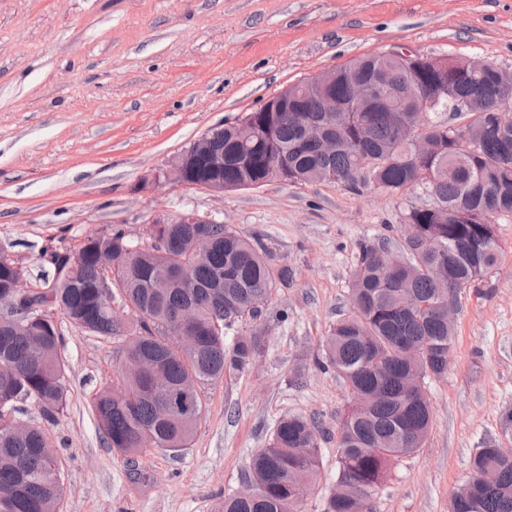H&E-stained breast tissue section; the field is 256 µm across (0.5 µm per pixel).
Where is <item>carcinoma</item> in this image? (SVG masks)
I'll return each instance as SVG.
<instances>
[{
    "label": "carcinoma",
    "instance_id": "carcinoma-1",
    "mask_svg": "<svg viewBox=\"0 0 512 512\" xmlns=\"http://www.w3.org/2000/svg\"><path fill=\"white\" fill-rule=\"evenodd\" d=\"M387 73L395 89L435 93L443 81L457 98L472 102L474 119L461 127L431 114L425 136L429 150L418 155L400 136L408 112L378 108L361 113L366 138L353 124L342 125L320 111L310 98L302 103L306 127L291 118L276 122L274 139L259 140L247 150L224 128L214 134L215 152L224 156V184L267 178L269 163L288 162V178L295 185L336 183L350 192L379 191L391 195L430 192L448 208V216L426 205L412 206L404 215L397 250L386 245L365 247L352 271L353 310L333 326L323 345L319 367L333 370L351 394L341 418L336 444L337 481L354 492L376 493L391 464L421 448L428 435L430 403L407 386L409 374L422 381L444 374L452 350L455 327L448 325L439 284L433 270L444 266L448 294L459 299L461 287L482 282L501 262L500 246L489 224L474 218L512 215V129L503 130L494 109L512 105V85L501 83L493 70L472 77L435 73L419 63L412 71L391 58L364 56L339 67L330 93L347 102L356 81ZM336 139V151L323 153L319 140ZM247 151L250 167L240 164ZM155 242L136 246L124 232L111 231L90 238L65 272L54 266L60 253L50 255L37 277L39 298L54 313L78 329L101 339H118L125 354L153 359L172 382L196 376L201 384L224 374L248 370L264 351L255 333L232 341L227 333L239 321L261 316L276 281L291 272L273 266L261 247L222 224H155ZM205 235L208 250L202 257L191 240ZM116 260L112 277L100 267L101 252ZM162 268L188 269L197 288L154 287ZM28 270L6 251L0 252V298L13 299V284ZM120 296L131 306L130 318L119 321L112 301ZM194 305L198 319L192 326L197 346L178 342L180 315ZM26 334L0 324V512H60L63 486L51 478L42 449L52 447L46 430L34 424L16 435L12 425L19 404L36 406L48 423L58 421L68 403L66 361L62 334L55 318L30 315L26 303L16 306ZM162 398L149 377L120 375L112 386L99 390L91 407L103 443L130 456L145 448L177 454L188 446L202 415L165 417ZM318 430L298 415L280 419L267 447L249 463L245 477L260 489L256 501L231 494L215 512H303L297 472L314 478L319 465ZM470 481L474 491L455 494L452 512H512V459L489 441L476 455ZM326 512H354V500L343 493L330 496Z\"/></svg>",
    "mask_w": 512,
    "mask_h": 512
}]
</instances>
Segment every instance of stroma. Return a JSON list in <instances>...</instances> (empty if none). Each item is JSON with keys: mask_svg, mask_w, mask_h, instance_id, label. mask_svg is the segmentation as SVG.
Listing matches in <instances>:
<instances>
[{"mask_svg": "<svg viewBox=\"0 0 512 512\" xmlns=\"http://www.w3.org/2000/svg\"><path fill=\"white\" fill-rule=\"evenodd\" d=\"M398 46L510 68L512 0H0V248L34 276L44 247L115 229L143 246L155 215L193 210L292 273L260 318L235 328L263 332V354L203 387L205 415L175 455L126 459L104 445L90 399L117 377L116 342L60 321L69 398L47 431L62 461L61 512H212L289 415L322 428L303 512H325L351 395L316 359L350 309L361 248L396 246L415 195L326 182L220 195L152 176L285 86ZM496 231L503 259L463 290L448 370L425 385L428 436L393 463L374 512H451L485 443L512 448V216Z\"/></svg>", "mask_w": 512, "mask_h": 512, "instance_id": "stroma-1", "label": "stroma"}]
</instances>
